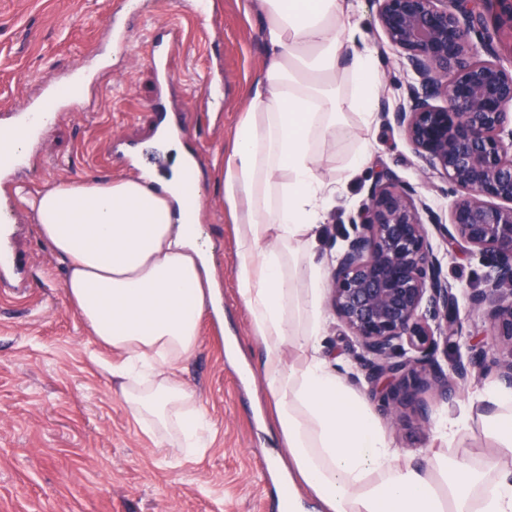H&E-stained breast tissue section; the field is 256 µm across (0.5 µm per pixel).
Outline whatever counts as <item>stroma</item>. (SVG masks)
Here are the masks:
<instances>
[{
    "mask_svg": "<svg viewBox=\"0 0 512 512\" xmlns=\"http://www.w3.org/2000/svg\"><path fill=\"white\" fill-rule=\"evenodd\" d=\"M184 0H0V122L12 120L20 101L38 97L47 84L90 76L83 98L59 112L40 144L28 154L15 179L0 178V215L19 227L18 248L27 269L28 294L0 300V512H275L277 489L267 474L279 452L271 420L260 411L270 403L248 388L225 357L229 337L248 346L257 366L261 347L249 334L247 313L234 298L237 262L232 227L216 199H209L202 239L224 280L223 325L203 318L199 348L176 369L210 418L209 447L175 456L158 436L143 430L115 392L108 366L113 356L99 345L71 308L66 264L41 238L26 205L45 187L106 181L126 172L124 150L139 147L154 166L169 172L174 150L155 143L149 103H164L184 125V143L209 165L247 103L246 89L262 62L256 24L244 0H216L213 13L193 14ZM374 0H363L359 25L382 73L383 107L405 96L412 76L374 21ZM124 15L130 55L112 53L106 26ZM175 30L179 44L157 63L149 61L154 34ZM371 161L358 169L338 195L320 231L318 256L334 268L341 237L351 228L369 189L382 173L424 192L433 211L447 218L455 199L438 173L423 165L401 131L376 128ZM443 273L458 297V342L440 345L436 359L449 368L481 349L506 357L512 342H489L482 320L469 310L470 292L484 287L489 264L479 254L445 252ZM325 356L354 390L372 388L352 354L347 330L326 311ZM480 378L445 397L423 394L428 419L405 407L399 422L381 421L395 448L423 459L440 415L469 409Z\"/></svg>",
    "mask_w": 512,
    "mask_h": 512,
    "instance_id": "1",
    "label": "stroma"
}]
</instances>
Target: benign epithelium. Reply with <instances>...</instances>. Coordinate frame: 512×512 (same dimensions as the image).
I'll use <instances>...</instances> for the list:
<instances>
[{
    "label": "benign epithelium",
    "mask_w": 512,
    "mask_h": 512,
    "mask_svg": "<svg viewBox=\"0 0 512 512\" xmlns=\"http://www.w3.org/2000/svg\"><path fill=\"white\" fill-rule=\"evenodd\" d=\"M375 21L415 75L387 125L404 135L425 169L458 193L442 223L415 187L386 173L342 235L330 305L357 345L355 360L397 421L420 392L444 397L476 371L512 385V352L481 350L445 372L438 340L458 335L456 295L443 276L429 229L453 248L490 260L486 287L469 297L488 335L512 342V141L502 133L512 107V69L491 59L512 0H377ZM483 49L489 58L472 59ZM445 104L439 105L437 101Z\"/></svg>",
    "instance_id": "1"
}]
</instances>
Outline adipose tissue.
<instances>
[{"mask_svg": "<svg viewBox=\"0 0 512 512\" xmlns=\"http://www.w3.org/2000/svg\"><path fill=\"white\" fill-rule=\"evenodd\" d=\"M360 8V0H246L262 63L212 163L233 226L235 298L262 347L258 377L286 450L288 488L305 489L323 512H512V386L485 382L479 416L442 417L437 448L414 461L322 354L326 267L316 230L374 145L356 142L331 172L325 154L374 123L384 87ZM203 182L199 170L187 185L132 172L60 182L31 203L41 237L67 262L71 307L120 356L112 379L130 413L175 451L207 447L213 434L173 377L199 346L203 316L219 307L199 243ZM475 418L491 446L471 465L449 450Z\"/></svg>", "mask_w": 512, "mask_h": 512, "instance_id": "ef3b65f1", "label": "adipose tissue"}]
</instances>
